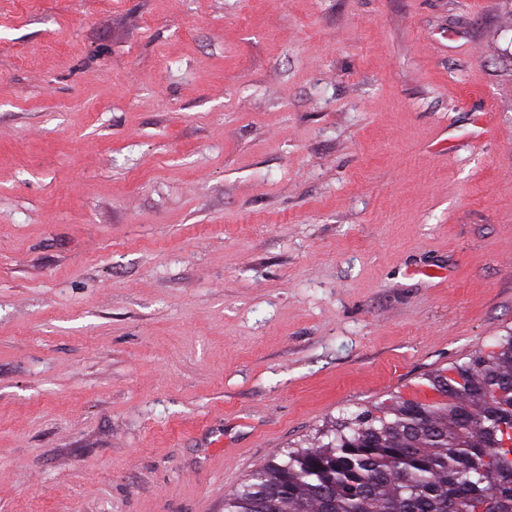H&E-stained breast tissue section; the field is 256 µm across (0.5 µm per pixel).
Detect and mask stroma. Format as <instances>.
Returning <instances> with one entry per match:
<instances>
[{"label": "stroma", "instance_id": "stroma-1", "mask_svg": "<svg viewBox=\"0 0 512 512\" xmlns=\"http://www.w3.org/2000/svg\"><path fill=\"white\" fill-rule=\"evenodd\" d=\"M510 327L512 0H0V512H224Z\"/></svg>", "mask_w": 512, "mask_h": 512}]
</instances>
